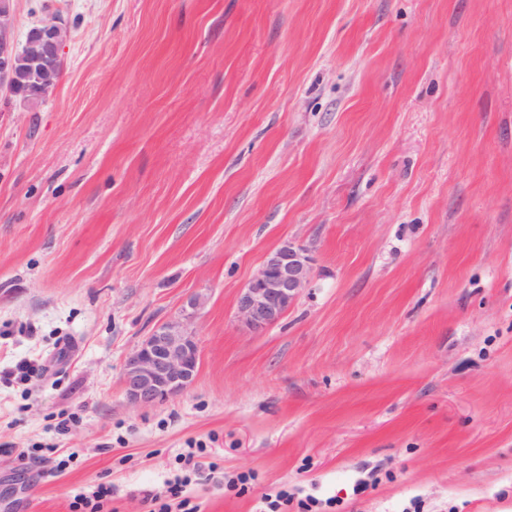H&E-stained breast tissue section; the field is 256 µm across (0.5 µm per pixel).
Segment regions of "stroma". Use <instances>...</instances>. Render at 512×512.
I'll use <instances>...</instances> for the list:
<instances>
[{
    "label": "stroma",
    "instance_id": "1",
    "mask_svg": "<svg viewBox=\"0 0 512 512\" xmlns=\"http://www.w3.org/2000/svg\"><path fill=\"white\" fill-rule=\"evenodd\" d=\"M13 8L68 40L45 101L0 93V370L40 365L0 382V512L100 483L147 512L200 442L255 476H193L201 512H512V0ZM286 241L312 282L249 331ZM193 294L195 382L131 405L126 357ZM312 267L308 249L287 242L271 251L237 297L239 321L251 331L275 325L308 288Z\"/></svg>",
    "mask_w": 512,
    "mask_h": 512
}]
</instances>
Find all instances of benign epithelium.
<instances>
[{
	"label": "benign epithelium",
	"instance_id": "1",
	"mask_svg": "<svg viewBox=\"0 0 512 512\" xmlns=\"http://www.w3.org/2000/svg\"><path fill=\"white\" fill-rule=\"evenodd\" d=\"M68 30L54 20L32 26L23 43L14 37L13 0H0V90L34 106L52 92ZM308 249L287 242L271 251L237 297L239 321L251 331L275 325L308 288ZM202 305L189 296L173 319L157 324L127 357L122 384L130 404L149 407L188 389L197 377L199 344L192 328Z\"/></svg>",
	"mask_w": 512,
	"mask_h": 512
}]
</instances>
